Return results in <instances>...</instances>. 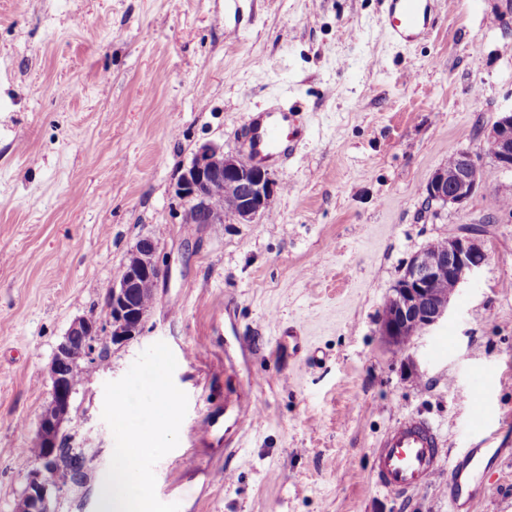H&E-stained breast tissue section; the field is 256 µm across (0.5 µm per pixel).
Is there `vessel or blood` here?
<instances>
[{
    "mask_svg": "<svg viewBox=\"0 0 512 512\" xmlns=\"http://www.w3.org/2000/svg\"><path fill=\"white\" fill-rule=\"evenodd\" d=\"M380 24L396 41L410 43L422 38L435 24L430 0H390ZM245 128L246 157L260 163L287 161L300 136L291 113L283 106L249 113ZM502 454L499 448H463L445 454L435 426L405 414L377 444L372 476L378 488L396 495L445 479L450 512H473Z\"/></svg>",
    "mask_w": 512,
    "mask_h": 512,
    "instance_id": "1",
    "label": "vessel or blood"
}]
</instances>
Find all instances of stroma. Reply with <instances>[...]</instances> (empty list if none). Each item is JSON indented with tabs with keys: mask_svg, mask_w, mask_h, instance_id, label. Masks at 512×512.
<instances>
[{
	"mask_svg": "<svg viewBox=\"0 0 512 512\" xmlns=\"http://www.w3.org/2000/svg\"><path fill=\"white\" fill-rule=\"evenodd\" d=\"M388 6L0 0V512L24 490L57 344L75 318L106 323L143 237L164 270L155 306L77 387L63 433L85 478L58 512H96L114 450L104 385L159 341L188 410L155 491L180 512H448L444 484L396 496L372 480L399 413L452 450L512 443V171L485 141L512 110V0H434L410 44L381 28ZM273 101L302 134L269 168V217L186 225L182 168L206 143L237 153L246 114ZM458 150L482 184L462 207L428 202ZM469 232L486 264L447 317L390 349L379 319L407 261ZM242 402L255 415L240 425ZM497 469L474 512H512V457Z\"/></svg>",
	"mask_w": 512,
	"mask_h": 512,
	"instance_id": "obj_1",
	"label": "stroma"
}]
</instances>
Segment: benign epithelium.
Listing matches in <instances>:
<instances>
[{"label": "benign epithelium", "instance_id": "obj_1", "mask_svg": "<svg viewBox=\"0 0 512 512\" xmlns=\"http://www.w3.org/2000/svg\"><path fill=\"white\" fill-rule=\"evenodd\" d=\"M490 156L503 170H512V111L500 114L487 133ZM483 180V171L468 151L460 152L453 172L436 169L427 185L430 200L448 206H463ZM278 183L262 165L240 155L224 154L215 143L201 145L175 184V195L188 208L203 215L205 224H222L229 214L241 224H252L267 216ZM221 192L223 205L210 201ZM488 252L478 238L468 235L444 240V248L426 246L416 252L391 288L379 321L384 343L402 350L410 338L436 325L447 314L455 291L471 279L487 262ZM162 271L156 260V244L149 237L139 239L128 254L108 299L107 336H101L100 324L78 317L57 345L50 366L51 395L38 423L35 444L44 449L25 477L21 512H54L63 488L56 485L53 473L60 463V433L74 408L75 388L65 367L73 361L95 360L96 343L105 339L123 344L141 335L145 319L134 299L146 284H157ZM450 279L453 291L438 293L431 285ZM84 338L81 350L72 338Z\"/></svg>", "mask_w": 512, "mask_h": 512}]
</instances>
